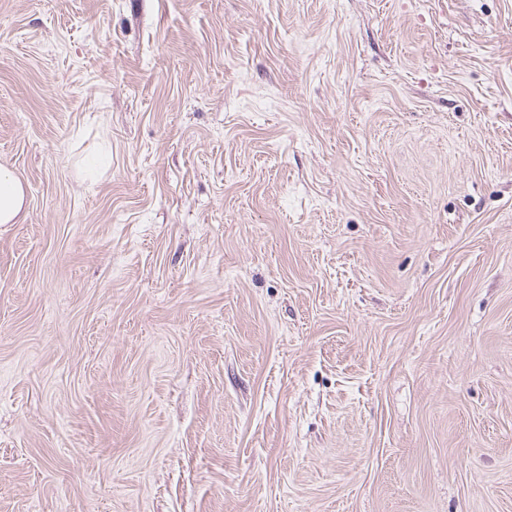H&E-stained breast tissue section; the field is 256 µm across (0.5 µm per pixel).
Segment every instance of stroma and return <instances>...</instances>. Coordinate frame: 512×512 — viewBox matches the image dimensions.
I'll list each match as a JSON object with an SVG mask.
<instances>
[{"label": "stroma", "mask_w": 512, "mask_h": 512, "mask_svg": "<svg viewBox=\"0 0 512 512\" xmlns=\"http://www.w3.org/2000/svg\"><path fill=\"white\" fill-rule=\"evenodd\" d=\"M0 512H512V0H0ZM23 184L7 167L0 166V224H16L25 216Z\"/></svg>", "instance_id": "35a3bbf8"}]
</instances>
